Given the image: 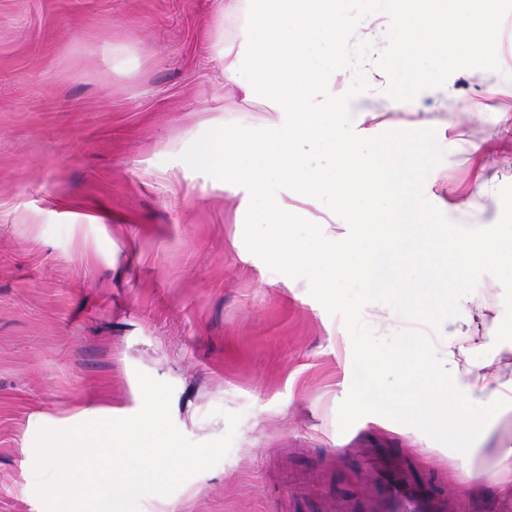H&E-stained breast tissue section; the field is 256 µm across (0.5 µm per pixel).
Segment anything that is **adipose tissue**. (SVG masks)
<instances>
[{
	"mask_svg": "<svg viewBox=\"0 0 512 512\" xmlns=\"http://www.w3.org/2000/svg\"><path fill=\"white\" fill-rule=\"evenodd\" d=\"M220 16L237 22L232 34L218 36L224 82L238 91L241 105L260 102L265 110L248 126L219 127L193 163L242 191V208L268 224L288 221L273 188L289 177L359 214L341 235L309 244L283 234L279 242L298 266L337 256L325 277L344 302L372 287L378 266H385L391 310L405 320L453 315L454 332L441 334L444 353L437 362L420 339L390 352L360 341L361 381L352 406L390 405L437 422L460 452L488 459L474 473L477 482L512 494V445L496 436L499 420L512 411V319L489 318L487 305L467 287L469 275L486 266L512 281V224H475L463 232L440 223L448 203L434 191L438 166L422 144L423 121L393 127L372 153H360L358 138L377 115L336 93L339 50L355 35L336 0H224ZM326 44L332 53L323 52ZM311 96L321 97L323 106L304 126L334 157L320 174L304 170L291 153L295 129L288 115L305 111ZM252 145L264 147L261 159L252 158ZM406 265L419 271L410 284L398 276ZM392 371L404 373V388L378 390L377 378Z\"/></svg>",
	"mask_w": 512,
	"mask_h": 512,
	"instance_id": "adipose-tissue-1",
	"label": "adipose tissue"
}]
</instances>
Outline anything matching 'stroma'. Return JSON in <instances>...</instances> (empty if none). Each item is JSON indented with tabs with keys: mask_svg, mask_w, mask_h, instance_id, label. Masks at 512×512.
I'll return each instance as SVG.
<instances>
[{
	"mask_svg": "<svg viewBox=\"0 0 512 512\" xmlns=\"http://www.w3.org/2000/svg\"><path fill=\"white\" fill-rule=\"evenodd\" d=\"M220 7L0 0V512H43L28 476L41 416H132L141 372L173 385L172 420L192 441L241 416L227 456L168 496L170 512H316L322 497L367 493L360 466L378 448L416 449L417 474L445 493L482 465L425 420L349 409L359 340L396 349L409 340L403 323L379 293L340 302L319 266L273 260L260 241L278 225L187 165L228 116ZM499 61L413 103L448 202L441 223H495L497 199L512 196V43ZM356 101L412 119L381 84ZM276 195L296 209L298 238L353 219L292 180ZM469 286L512 317V283L495 268Z\"/></svg>",
	"mask_w": 512,
	"mask_h": 512,
	"instance_id": "1",
	"label": "stroma"
}]
</instances>
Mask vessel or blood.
Returning <instances> with one entry per match:
<instances>
[{"label":"vessel or blood","mask_w":512,"mask_h":512,"mask_svg":"<svg viewBox=\"0 0 512 512\" xmlns=\"http://www.w3.org/2000/svg\"><path fill=\"white\" fill-rule=\"evenodd\" d=\"M363 475L366 497L329 505L327 512H463L465 493L437 496L430 485L416 484L409 463L379 453L368 457Z\"/></svg>","instance_id":"vessel-or-blood-1"}]
</instances>
